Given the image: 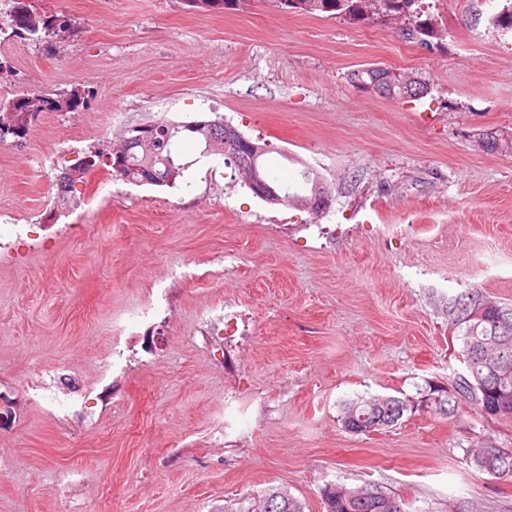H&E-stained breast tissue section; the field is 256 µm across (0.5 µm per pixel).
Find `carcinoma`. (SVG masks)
<instances>
[{"label": "carcinoma", "mask_w": 512, "mask_h": 512, "mask_svg": "<svg viewBox=\"0 0 512 512\" xmlns=\"http://www.w3.org/2000/svg\"><path fill=\"white\" fill-rule=\"evenodd\" d=\"M419 0H286V9L305 15L329 17L343 15L352 21H364L373 17L412 19L417 14L414 6ZM11 10L0 13V36L25 31L31 40L43 42L52 36L69 32L70 22L54 15H46L32 4V0H12ZM406 35L420 44L429 46L437 31L427 23L405 28ZM85 102V97L74 89L55 96L41 91H26L10 101L0 99V143L12 136L22 139L33 121L42 112H74ZM221 124L215 127L193 126V123L163 122L161 132L156 134L152 146L146 150L129 140L124 133V146L119 159L124 168L113 176L124 181L159 186L160 179L176 171L181 176L183 168L176 163L172 146L183 136L199 134L204 141L224 137V117H218ZM103 162V157L93 153L78 166L57 176L56 198L66 202L69 189L83 181L91 168ZM443 307L448 315V326L462 341V356L466 373L458 374L449 381L446 388H435L422 397L424 407L449 418L457 415L467 406L480 415L492 418L512 415V303L489 299L481 289L470 288L459 296H451ZM390 401L403 406L402 412L415 408V402L394 396L356 397L342 403L339 419L351 412L376 416L374 408L380 402ZM475 466L497 479H512V461L505 463L485 454V448L476 449L472 454ZM376 493L377 512H387L382 504L397 502L395 512H406L404 503L394 494L379 487L365 485L349 490L347 496L336 497L331 488L323 490L322 500L325 512H363L360 496ZM239 512H304L303 503L277 486L266 488L259 496V508L239 509Z\"/></svg>", "instance_id": "cac0c4a2"}]
</instances>
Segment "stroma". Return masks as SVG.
I'll return each mask as SVG.
<instances>
[{
    "label": "stroma",
    "mask_w": 512,
    "mask_h": 512,
    "mask_svg": "<svg viewBox=\"0 0 512 512\" xmlns=\"http://www.w3.org/2000/svg\"><path fill=\"white\" fill-rule=\"evenodd\" d=\"M505 0H422L437 44L382 19L273 0H37L63 39L0 41V96L88 91L0 144V512H224L281 486L324 512L330 484L377 485L408 512H512V480L474 449L512 448V416L429 410L358 435L359 395L415 397L464 371L441 297L512 302V34ZM379 64L430 93L356 88ZM224 116L263 144L269 204L195 137L175 186L97 166L66 208L54 178L128 126ZM152 305L149 317L130 319ZM486 448H494L493 446H482L477 448L472 454V460L475 466L497 479H512V457L509 463L501 461L499 458L485 454Z\"/></svg>",
    "instance_id": "35a3bbf8"
}]
</instances>
